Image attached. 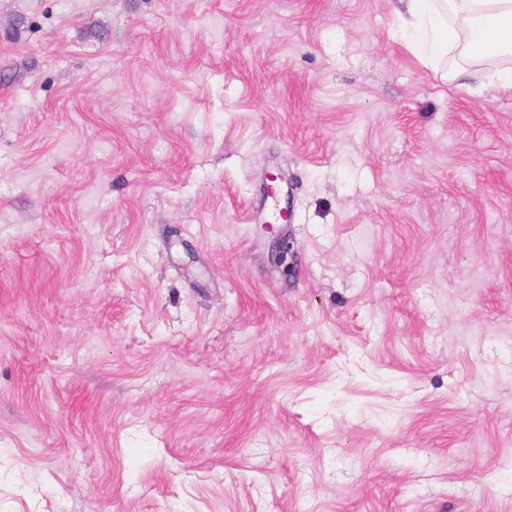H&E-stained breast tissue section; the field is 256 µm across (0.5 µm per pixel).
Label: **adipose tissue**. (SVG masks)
Returning a JSON list of instances; mask_svg holds the SVG:
<instances>
[{"label": "adipose tissue", "instance_id": "ef3b65f1", "mask_svg": "<svg viewBox=\"0 0 512 512\" xmlns=\"http://www.w3.org/2000/svg\"><path fill=\"white\" fill-rule=\"evenodd\" d=\"M409 15L399 37L418 55L460 59L453 73L458 89L478 93L468 62L512 54V0H404Z\"/></svg>", "mask_w": 512, "mask_h": 512}]
</instances>
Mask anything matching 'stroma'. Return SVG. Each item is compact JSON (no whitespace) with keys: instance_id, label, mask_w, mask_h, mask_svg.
Returning a JSON list of instances; mask_svg holds the SVG:
<instances>
[{"instance_id":"35a3bbf8","label":"stroma","mask_w":512,"mask_h":512,"mask_svg":"<svg viewBox=\"0 0 512 512\" xmlns=\"http://www.w3.org/2000/svg\"><path fill=\"white\" fill-rule=\"evenodd\" d=\"M397 5L0 0V512H512V88Z\"/></svg>"}]
</instances>
